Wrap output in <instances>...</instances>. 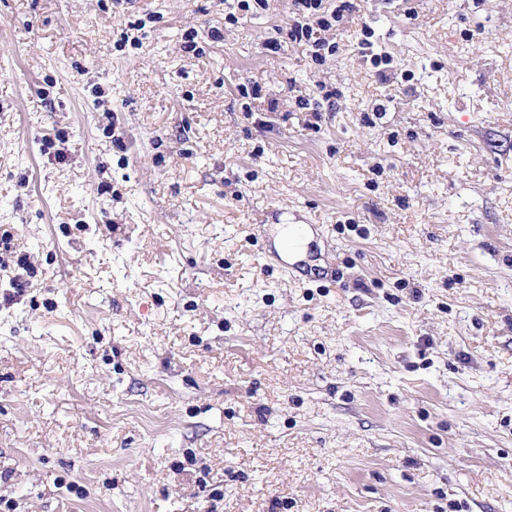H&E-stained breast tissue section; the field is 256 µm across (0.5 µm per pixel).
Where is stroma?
Here are the masks:
<instances>
[{"label":"stroma","instance_id":"1","mask_svg":"<svg viewBox=\"0 0 512 512\" xmlns=\"http://www.w3.org/2000/svg\"><path fill=\"white\" fill-rule=\"evenodd\" d=\"M288 17L0 0L15 512H512V0H356L321 63ZM296 224H277L275 228V239L278 244L280 254L284 260L295 258L302 255L310 240L307 234L299 235Z\"/></svg>","mask_w":512,"mask_h":512}]
</instances>
